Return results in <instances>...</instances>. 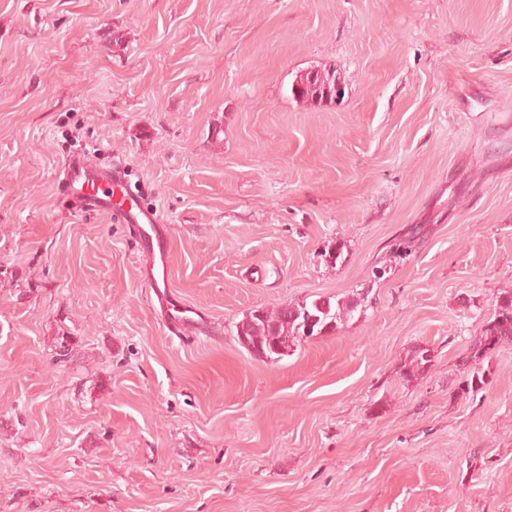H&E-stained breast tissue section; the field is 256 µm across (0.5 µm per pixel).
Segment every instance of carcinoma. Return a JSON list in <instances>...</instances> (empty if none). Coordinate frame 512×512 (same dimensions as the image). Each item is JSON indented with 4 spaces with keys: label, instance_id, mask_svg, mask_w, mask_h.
I'll return each mask as SVG.
<instances>
[{
    "label": "carcinoma",
    "instance_id": "obj_1",
    "mask_svg": "<svg viewBox=\"0 0 512 512\" xmlns=\"http://www.w3.org/2000/svg\"><path fill=\"white\" fill-rule=\"evenodd\" d=\"M295 99L323 101L335 100L341 90L335 81L325 82L319 75L309 72L300 75L290 88ZM354 312L348 304H333L327 299H315L288 305L277 310L263 311L257 315L250 312L245 325L246 336L252 343L270 351L279 343L294 344L305 336V321L315 318V330L329 332L336 329L342 319ZM512 344V290L499 293L494 299L492 315L484 322L481 333L472 342L468 353L460 364V377L456 391L467 395L487 384L482 363L503 345ZM432 355L426 347L416 348L402 377L406 381L416 380L428 372Z\"/></svg>",
    "mask_w": 512,
    "mask_h": 512
}]
</instances>
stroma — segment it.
<instances>
[{"label": "stroma", "mask_w": 512, "mask_h": 512, "mask_svg": "<svg viewBox=\"0 0 512 512\" xmlns=\"http://www.w3.org/2000/svg\"><path fill=\"white\" fill-rule=\"evenodd\" d=\"M509 289L512 0H0V512H512V345L455 391ZM320 297L357 309L238 343ZM336 79L329 82V92L326 91L325 80L319 75L310 72L300 75L290 88L291 95L295 99L323 101L330 99L336 101V96L341 95V90L335 85ZM298 85V87H297ZM63 172V192L79 209L113 217L122 224H137L138 236L146 250L158 251L163 259L158 218L131 197L112 171L93 170L84 160L72 157L65 162ZM140 224H149L151 232ZM288 309V315L286 311ZM355 308L348 304H332L328 299H315L311 302H302L294 305H288L277 310L264 311L256 310L250 312V319L245 325V333L240 328L237 339L239 343L248 351L260 357L272 360V357L265 355L262 347L267 353L277 344L284 343L294 345L301 339H304L305 321L308 318H315V330H323V333L336 329L342 319L351 317ZM261 314L259 315V313ZM293 312L297 315L294 316ZM257 314V315H256ZM314 320H310L306 325V331L309 338L321 336V331L313 334ZM252 343L259 345L254 346ZM432 361V355L428 348H416L413 351L408 364L405 366L406 371L403 372L402 377L407 382L423 377V375L428 372V368L432 366Z\"/></svg>", "instance_id": "stroma-1"}]
</instances>
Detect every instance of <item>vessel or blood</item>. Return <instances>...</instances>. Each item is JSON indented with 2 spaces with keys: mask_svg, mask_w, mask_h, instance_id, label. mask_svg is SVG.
Returning <instances> with one entry per match:
<instances>
[{
  "mask_svg": "<svg viewBox=\"0 0 512 512\" xmlns=\"http://www.w3.org/2000/svg\"><path fill=\"white\" fill-rule=\"evenodd\" d=\"M64 194L81 210L114 218L123 224L139 225L138 235L146 249L162 251L155 213L135 203L119 179L111 172L93 170L84 160L73 157L64 164Z\"/></svg>",
  "mask_w": 512,
  "mask_h": 512,
  "instance_id": "vessel-or-blood-1",
  "label": "vessel or blood"
}]
</instances>
